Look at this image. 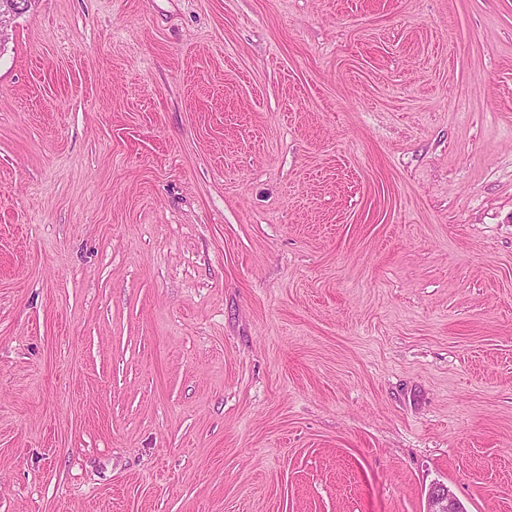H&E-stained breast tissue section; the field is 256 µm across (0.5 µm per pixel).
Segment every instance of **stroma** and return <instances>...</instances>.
Segmentation results:
<instances>
[{
  "label": "stroma",
  "instance_id": "35a3bbf8",
  "mask_svg": "<svg viewBox=\"0 0 512 512\" xmlns=\"http://www.w3.org/2000/svg\"><path fill=\"white\" fill-rule=\"evenodd\" d=\"M512 512V0H33L0 49V512ZM427 512H465L446 487L435 486L428 494Z\"/></svg>",
  "mask_w": 512,
  "mask_h": 512
}]
</instances>
